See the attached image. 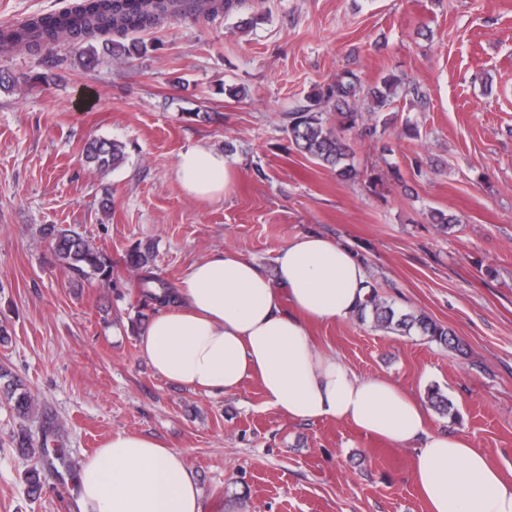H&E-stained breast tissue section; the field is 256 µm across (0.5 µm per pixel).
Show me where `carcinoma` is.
Listing matches in <instances>:
<instances>
[{"label": "carcinoma", "mask_w": 512, "mask_h": 512, "mask_svg": "<svg viewBox=\"0 0 512 512\" xmlns=\"http://www.w3.org/2000/svg\"><path fill=\"white\" fill-rule=\"evenodd\" d=\"M236 0H81L76 6L58 15L32 16L24 22L0 30V44L30 51L48 49L66 38L78 46L82 63L95 66L104 57L129 62L146 55L148 45L131 37V34L149 29L166 18H196L229 12ZM402 80L388 74L375 85L365 89L359 78L350 71L316 88L307 96L306 104L288 112V142L298 152L318 164L336 172V177L349 181L359 176L351 163V149L345 142L344 132L364 124L365 118L358 109L360 96L370 99L372 111L379 112L394 103ZM336 113V124H331L327 114ZM87 167L107 173L121 167L127 159L125 145L114 139L93 138L83 148ZM43 238L49 240L54 260L66 268L75 280L96 278L101 282L112 280V260L99 248L69 228L49 224L41 229ZM150 252H135L131 261L133 270L139 272L140 293L143 306L156 307L172 303L164 283L151 271ZM362 321L371 319L378 329H418L422 335L450 348L457 349L449 330L426 314H396L377 291H372L365 304L356 311ZM6 400L19 420L12 443L22 452L39 454L43 465L29 470L25 475L29 491L41 490L44 471H55L57 466H67L64 445L56 423L49 420L41 429V436L34 438L25 421L28 419L34 396L20 384L9 383L5 388ZM431 405L440 413H455L453 402L437 389L428 392Z\"/></svg>", "instance_id": "1"}]
</instances>
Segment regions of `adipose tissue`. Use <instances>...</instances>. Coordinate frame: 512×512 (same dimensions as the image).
Returning a JSON list of instances; mask_svg holds the SVG:
<instances>
[{"label": "adipose tissue", "instance_id": "1", "mask_svg": "<svg viewBox=\"0 0 512 512\" xmlns=\"http://www.w3.org/2000/svg\"><path fill=\"white\" fill-rule=\"evenodd\" d=\"M233 165L223 152L182 151L175 175L197 199L222 198ZM369 272L347 247L298 235L266 275L227 249L191 264L175 304L159 308L140 338L162 378L197 392H232L257 379L269 405L298 421L337 420L414 449L413 478L429 512H512V484L461 435L432 431L417 398L383 377H362L317 349L309 326L349 317L369 294ZM81 512H202L196 476L182 451L118 432L78 475Z\"/></svg>", "mask_w": 512, "mask_h": 512}]
</instances>
